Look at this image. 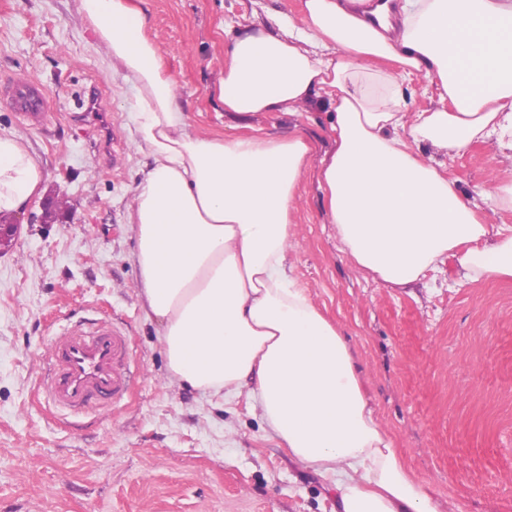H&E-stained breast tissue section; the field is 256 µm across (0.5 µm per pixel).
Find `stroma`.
Listing matches in <instances>:
<instances>
[{
  "mask_svg": "<svg viewBox=\"0 0 512 512\" xmlns=\"http://www.w3.org/2000/svg\"><path fill=\"white\" fill-rule=\"evenodd\" d=\"M304 0H147L150 35L201 135L231 133L208 89L224 69L220 21L300 22ZM34 79L54 101L43 127L0 99V136H23L46 191L0 248V512H335L336 491L269 435L247 396L171 380L147 319L128 206L150 159L129 121L134 91L110 71L74 0H0V84ZM105 109L75 114L89 93ZM292 215L294 276L346 330L374 415L441 512H512V279L454 284L449 264L397 288L363 276L327 222L318 170L328 114ZM471 197L508 176L494 141L448 164ZM65 197L67 209L53 206ZM107 320L130 339L131 389L79 414L42 388L53 336Z\"/></svg>",
  "mask_w": 512,
  "mask_h": 512,
  "instance_id": "stroma-1",
  "label": "stroma"
}]
</instances>
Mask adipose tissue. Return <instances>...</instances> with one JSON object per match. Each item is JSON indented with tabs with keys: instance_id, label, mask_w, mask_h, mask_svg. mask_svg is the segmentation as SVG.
<instances>
[{
	"instance_id": "obj_1",
	"label": "adipose tissue",
	"mask_w": 512,
	"mask_h": 512,
	"mask_svg": "<svg viewBox=\"0 0 512 512\" xmlns=\"http://www.w3.org/2000/svg\"><path fill=\"white\" fill-rule=\"evenodd\" d=\"M304 8L299 27L220 22L231 43L211 91L225 115L281 113L292 128L207 138L148 35L146 0H76L132 84L130 121L151 159L129 207L146 314L172 378L248 394L300 463L332 477L336 512H440L369 409L341 331L286 263L316 149L297 119L330 112L318 183L357 268L399 288L447 257L461 281L512 278V225L489 231L423 151L452 158L491 138L512 162V0H381L368 18L351 0ZM416 79L438 89L423 112L411 109ZM44 180L22 137H0V212L26 210Z\"/></svg>"
}]
</instances>
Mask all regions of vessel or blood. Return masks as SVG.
<instances>
[{
	"label": "vessel or blood",
	"mask_w": 512,
	"mask_h": 512,
	"mask_svg": "<svg viewBox=\"0 0 512 512\" xmlns=\"http://www.w3.org/2000/svg\"><path fill=\"white\" fill-rule=\"evenodd\" d=\"M0 93L25 117L40 124L47 120L50 99L35 80L8 81ZM127 351V336L105 322L88 328L77 325L53 337L43 380L53 403L78 410L123 399L130 386Z\"/></svg>",
	"instance_id": "obj_1"
}]
</instances>
